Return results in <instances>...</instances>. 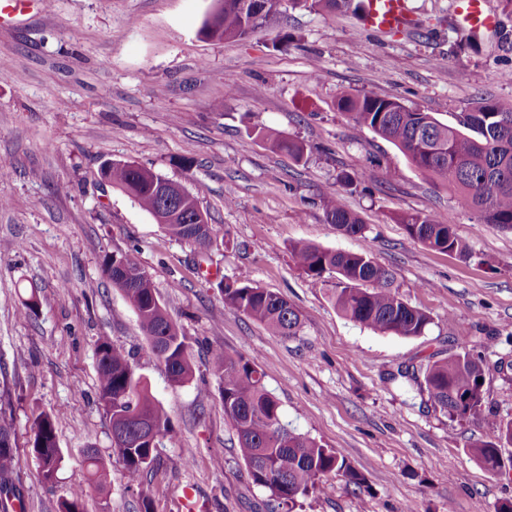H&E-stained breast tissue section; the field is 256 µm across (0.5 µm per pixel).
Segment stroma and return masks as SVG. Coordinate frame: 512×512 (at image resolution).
<instances>
[{
  "instance_id": "obj_1",
  "label": "stroma",
  "mask_w": 512,
  "mask_h": 512,
  "mask_svg": "<svg viewBox=\"0 0 512 512\" xmlns=\"http://www.w3.org/2000/svg\"><path fill=\"white\" fill-rule=\"evenodd\" d=\"M406 6L413 25L390 32L367 29L359 12L285 0L228 44L198 34L213 0H50L45 10L32 0L0 25V166L10 170L0 178V422L15 432L13 479L27 512H57L65 490L82 484L84 512H178L189 484L209 512H282L237 453L209 357L218 348L254 360L283 422L365 477L360 489L330 476L304 512H496L512 500V470H488L470 453L494 439V423L512 420V231L457 209L446 188L335 106L344 92L397 97L453 125L479 99L512 98L501 77L512 53L498 52L488 30L481 52L467 48L456 0ZM261 128L302 141L304 159L268 150L254 135ZM107 161L136 163L196 196L216 230L212 247L202 254L167 235L101 180ZM344 172L355 178L346 197L366 225L361 237L336 231L320 206ZM405 211L451 217L468 257L411 239L393 220ZM297 242L369 252L430 316L425 332L351 322L332 300L334 278L293 264ZM125 253L187 337V385L170 383L103 272L108 256ZM224 279L288 299L297 335H270L225 306ZM32 294L38 306L22 314ZM101 336L136 352V373L176 433L138 487L115 459L105 489L86 484L87 447L111 448L97 404ZM465 349L484 356L486 375L479 414L459 421L430 400L424 373ZM41 413L58 418L53 486L31 448Z\"/></svg>"
}]
</instances>
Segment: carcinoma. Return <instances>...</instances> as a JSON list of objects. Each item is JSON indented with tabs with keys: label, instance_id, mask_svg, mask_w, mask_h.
<instances>
[{
	"label": "carcinoma",
	"instance_id": "carcinoma-1",
	"mask_svg": "<svg viewBox=\"0 0 512 512\" xmlns=\"http://www.w3.org/2000/svg\"><path fill=\"white\" fill-rule=\"evenodd\" d=\"M216 8L203 20L198 34L207 40L230 43L261 28L252 12L253 0H216ZM292 6L333 13L355 7L363 0H290ZM337 110L350 116L355 127L367 129L394 144L422 174L439 181L455 193L457 207L471 211L485 224L512 230V98H485L471 111L462 112L457 123L440 122L429 112L414 109L398 98L341 94ZM273 152L286 153L299 161L304 144L271 131L258 133ZM101 175L130 196L171 237L204 251L215 237L209 223L199 224L193 204L176 198L170 179L133 162H108ZM175 201L178 215L166 204ZM326 220L347 236H362L366 225L353 212L346 196L334 190L321 197ZM406 234L424 246L446 253L467 255L451 219L437 214L403 212L395 217ZM290 255L306 274L321 278L336 274V308L349 320L374 331L413 337L431 323L425 312L409 306L391 288V274L366 252H342L309 243H295ZM104 272L131 305L155 358L164 366L171 382L184 385L194 378L187 336L172 319L157 296L150 274L128 255L105 259ZM226 306L263 324L273 336H294L300 327L298 310L276 293L236 281L219 283ZM98 367L97 403L109 420L111 433L126 438L112 455L122 462L126 478L138 484L156 458V445L139 438L147 425L160 438L174 439V428L163 405L148 383L135 372L132 356L115 348L108 338L95 345ZM220 380L224 418L237 437V450L252 483L265 488L278 506L295 512L301 500L327 488L331 473L343 474L357 487L365 478L352 469L343 455L288 428L282 421L279 402L266 389L254 361L222 349L211 352ZM485 359L463 351L433 362L424 380L430 399L451 417L465 419L481 407ZM57 418H36L32 452L43 479L57 482L62 450L56 436ZM497 440L470 448L484 467H502V448L512 445V421L496 425ZM89 481L105 487L108 461L93 447L87 450ZM16 467V448L11 429L0 425V494L12 493L9 484ZM85 488L71 487L60 502V512H83Z\"/></svg>",
	"mask_w": 512,
	"mask_h": 512
}]
</instances>
